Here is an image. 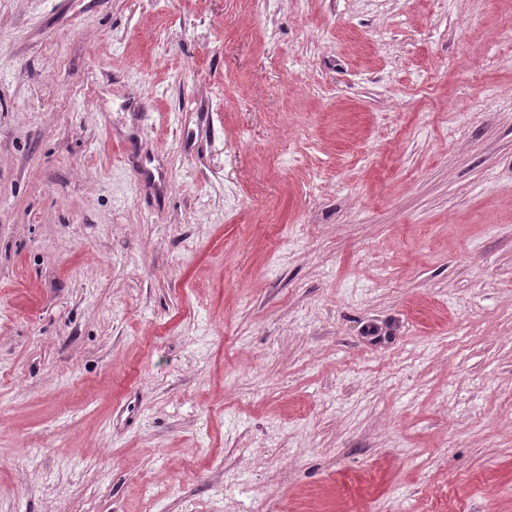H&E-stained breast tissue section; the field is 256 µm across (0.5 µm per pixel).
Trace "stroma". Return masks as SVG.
Returning <instances> with one entry per match:
<instances>
[{
	"label": "stroma",
	"instance_id": "stroma-1",
	"mask_svg": "<svg viewBox=\"0 0 512 512\" xmlns=\"http://www.w3.org/2000/svg\"><path fill=\"white\" fill-rule=\"evenodd\" d=\"M0 512H512V0H0Z\"/></svg>",
	"mask_w": 512,
	"mask_h": 512
}]
</instances>
